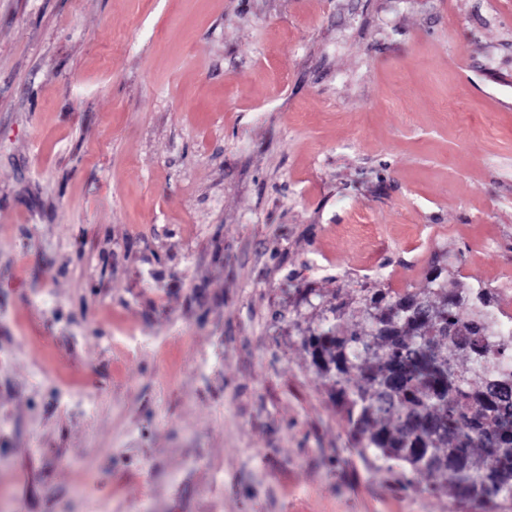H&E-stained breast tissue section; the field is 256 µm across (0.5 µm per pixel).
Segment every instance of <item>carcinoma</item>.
I'll use <instances>...</instances> for the list:
<instances>
[{"mask_svg":"<svg viewBox=\"0 0 512 512\" xmlns=\"http://www.w3.org/2000/svg\"><path fill=\"white\" fill-rule=\"evenodd\" d=\"M358 306L324 308L328 326L302 344L333 383L362 457L404 465L465 501H512V335L493 293L461 288L434 261L427 287L358 288ZM359 318L358 329L344 327Z\"/></svg>","mask_w":512,"mask_h":512,"instance_id":"carcinoma-1","label":"carcinoma"}]
</instances>
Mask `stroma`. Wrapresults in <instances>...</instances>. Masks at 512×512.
<instances>
[{
  "label": "stroma",
  "mask_w": 512,
  "mask_h": 512,
  "mask_svg": "<svg viewBox=\"0 0 512 512\" xmlns=\"http://www.w3.org/2000/svg\"><path fill=\"white\" fill-rule=\"evenodd\" d=\"M435 257L512 279V0H0L13 512H482L302 345Z\"/></svg>",
  "instance_id": "1"
}]
</instances>
